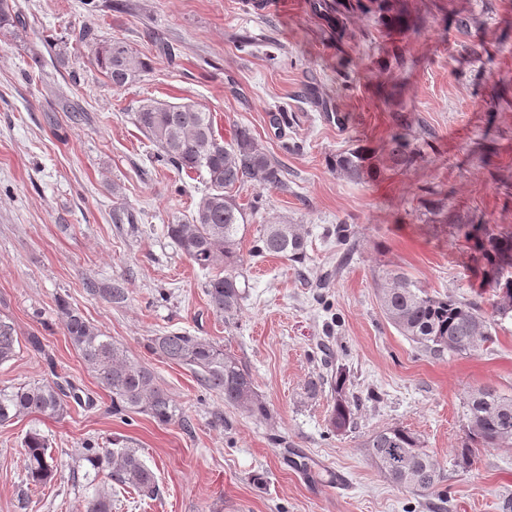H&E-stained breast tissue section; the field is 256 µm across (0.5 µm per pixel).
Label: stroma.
I'll use <instances>...</instances> for the list:
<instances>
[{
	"label": "stroma",
	"instance_id": "obj_1",
	"mask_svg": "<svg viewBox=\"0 0 512 512\" xmlns=\"http://www.w3.org/2000/svg\"><path fill=\"white\" fill-rule=\"evenodd\" d=\"M15 2L26 26L0 35V315L20 348L0 365V387L67 380L83 403L60 419L0 424V512H83L82 448L115 439L139 449L161 493L124 494L112 512H502L512 447L480 450L466 470L454 450L469 389L512 396V319L493 343L435 355L386 320L376 283L400 270L429 294L489 304L456 227L512 229V0H393L411 24L404 31L376 12L339 30L313 0H277L268 15L245 13L241 0ZM85 31L93 41L80 40ZM155 37L169 55L156 54ZM113 38L148 64L121 88L92 55L94 41ZM36 54L45 60L37 75ZM150 100L206 108L227 141L248 127L283 171L284 187L232 191L248 218L247 297L233 320L211 312L207 271L167 235L208 185L156 161L132 121ZM280 109L289 124L279 130L269 115ZM398 114L410 166L381 161L360 181L328 167V155L381 149ZM118 208L133 223H113ZM268 224L302 226L305 264L253 256ZM340 224L347 240L336 237ZM115 283L127 291L120 305L107 296ZM60 298L149 366L182 419L113 415L56 315ZM168 331L206 337L245 363L271 420L152 355L149 340ZM32 335L42 351L28 345ZM328 358L361 401L340 433L329 429V390L306 393L308 381L329 376ZM396 425L437 460L435 491L390 482L370 458L369 436ZM33 428L50 440L61 475L25 496L22 441ZM340 473L347 489L336 487Z\"/></svg>",
	"mask_w": 512,
	"mask_h": 512
}]
</instances>
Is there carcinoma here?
Wrapping results in <instances>:
<instances>
[{
	"label": "carcinoma",
	"instance_id": "obj_1",
	"mask_svg": "<svg viewBox=\"0 0 512 512\" xmlns=\"http://www.w3.org/2000/svg\"><path fill=\"white\" fill-rule=\"evenodd\" d=\"M388 14L395 28L408 27L401 10L388 0H317L315 11L344 20L371 7ZM23 25L12 0H0V30ZM94 62L115 87L132 82L147 63L120 39L102 41L93 49ZM135 126L156 147V161L179 172H195L206 178L210 191L200 198L191 220L168 224L167 235L181 252L204 270L213 269L205 283L212 312L232 319L246 299L242 281L243 258L239 244L246 232L245 212L229 190L246 182L262 188L283 186L280 167L263 151L249 128L240 126L231 141L216 136L211 113L195 104H142L132 116ZM387 159L392 167L413 161L401 135L390 140ZM330 167L353 179L374 171L373 157L364 149H349L328 159ZM464 236L482 264L484 282L492 291L491 311L474 303L428 294L407 274L391 270L378 284L381 309L390 324L423 350L441 355L464 354L493 341L497 322L512 318V232L495 231L488 224H462ZM253 253L283 257L293 263L307 258L306 240L295 224H268L255 240ZM64 330L86 369L110 394L112 414L147 415L168 424L180 418L170 391L157 381L154 371L130 357L127 350L103 335L77 310L62 304ZM18 336L13 323L0 316V364L17 354ZM150 351L175 364L187 366L205 390L224 394V402L243 408L259 422L271 419V410L257 392L252 373L241 360L202 336L167 332L150 339ZM334 403L329 424L343 432L355 419L357 404L347 394L341 371L330 375ZM68 413L65 392L56 383L36 382L0 388V424L38 414L63 418ZM512 446V397L491 386L469 390L465 396V439L455 449V465L467 467L481 448ZM26 482L45 487L60 477L51 444L39 430L31 429L23 440ZM368 454L392 482L428 492L442 479L439 464L423 450L420 438L400 426L374 432L366 442ZM82 459L103 484L86 497L85 512H112V493L132 489L154 498L160 486L155 472L135 448L115 442L109 448L87 442Z\"/></svg>",
	"mask_w": 512,
	"mask_h": 512
}]
</instances>
